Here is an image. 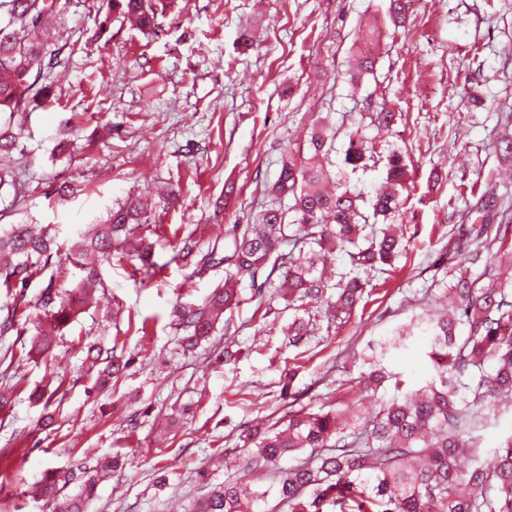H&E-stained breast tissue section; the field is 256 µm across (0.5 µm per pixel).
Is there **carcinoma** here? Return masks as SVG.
<instances>
[{"instance_id":"obj_1","label":"carcinoma","mask_w":512,"mask_h":512,"mask_svg":"<svg viewBox=\"0 0 512 512\" xmlns=\"http://www.w3.org/2000/svg\"><path fill=\"white\" fill-rule=\"evenodd\" d=\"M175 0H99L103 22L118 13L142 33H155L158 16ZM57 0H0V158L18 148L11 123L16 112L43 105L47 86L42 68L64 69L69 59L53 49L49 20ZM379 33L369 27L359 35L360 51L353 81L373 72L376 55L371 46ZM370 124L389 128L397 114L384 106L368 113ZM343 164L355 171L386 159V178L364 213V196L332 171L337 131L319 121L308 136L307 151L281 156L277 179L269 187L273 204L256 224L234 229L224 263V286L198 308L180 307L178 320L186 332L182 346L190 350L208 339L225 311L240 303V287L249 283L252 298L263 299L270 277L263 271L271 261L288 264L289 302L324 303L334 317L347 315L362 301L370 274L394 267L405 245L394 225L385 223L396 213L407 190L408 168L401 154L377 151L375 142L357 132L347 134ZM288 197L284 210L277 202ZM493 200H482L481 222L455 224L448 230V248L441 263L463 264L448 286V314L419 317L409 331L382 338L370 347L362 391L376 398L378 389L393 378L382 363L392 349L408 347L418 329L425 336L430 378L418 387L396 379V394L379 403L371 416L361 404L331 406L311 412L290 408L274 426H251L241 433L244 457L241 472L217 483L205 496L190 502L185 512H259L269 497L288 512H512V435L493 449L489 462L480 460V448L471 429L485 411L512 408V224H492L488 210ZM293 219H287L288 213ZM148 223L139 202L130 198L112 209L107 221L81 234L77 250L65 253L64 271L79 272L77 288L88 297L101 282L100 267L112 259L141 262L150 273V245L140 233ZM54 237L36 233L27 224L0 226V284L26 287L34 275L32 258H51ZM348 257L350 269L336 274V283L319 270L325 250ZM481 272L473 277L470 269ZM47 289L41 298L50 328L41 329L31 347L38 356L52 353L54 331L73 316L74 307L57 301ZM309 321L296 315L288 323V341L294 345L308 332ZM85 359L105 364L101 382L125 373L128 362L86 347ZM303 454L294 466L279 467L285 456ZM111 456L92 467L47 474L36 496L56 499L60 487L81 486L67 512H85V502L102 477L112 471ZM266 468L272 485L256 486L249 473Z\"/></svg>"}]
</instances>
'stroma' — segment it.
Here are the masks:
<instances>
[{
  "label": "stroma",
  "instance_id": "obj_1",
  "mask_svg": "<svg viewBox=\"0 0 512 512\" xmlns=\"http://www.w3.org/2000/svg\"><path fill=\"white\" fill-rule=\"evenodd\" d=\"M388 8L175 0L148 37L117 17L102 22L96 0H61L53 33L73 52L65 72L47 74L52 99L22 122L10 161L32 191L0 190V209L63 244L127 198L145 199L153 268L145 277L136 261L104 265L94 301L60 327L48 358L28 354L41 297L73 290L76 272L40 257L25 290L0 288V319L16 314L0 334V373L14 387L0 413V512H53L34 494L48 472L112 455L119 464L87 512H176L228 478L219 456L244 428L276 421L292 402L315 412L356 400L368 342L438 312L449 282L438 255L451 225L477 217L472 186L512 214V157L495 150L512 137V0H412L399 29ZM368 23L384 35L373 74L354 84L349 61ZM381 103L399 115L388 141L409 171L393 218L406 251L393 272L375 276L350 316L313 312L295 346V310L274 272L263 301L244 300L184 350L174 307L223 285V265L204 256L270 205L282 152L302 146L317 120L347 129ZM63 183L75 194L59 197ZM187 242L193 251L180 257ZM89 343L129 359L125 377L99 385V367L83 361ZM383 363L409 383L428 376L418 343Z\"/></svg>",
  "mask_w": 512,
  "mask_h": 512
}]
</instances>
